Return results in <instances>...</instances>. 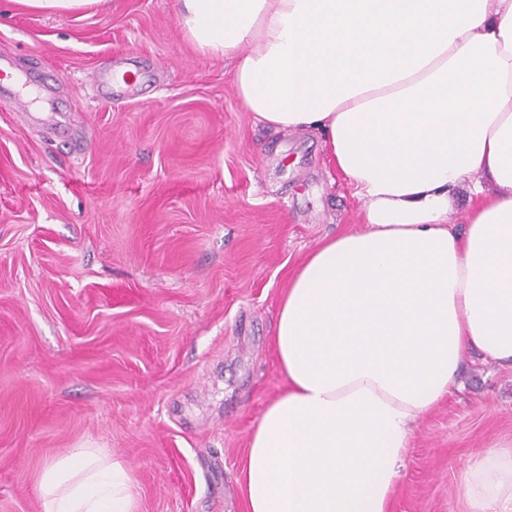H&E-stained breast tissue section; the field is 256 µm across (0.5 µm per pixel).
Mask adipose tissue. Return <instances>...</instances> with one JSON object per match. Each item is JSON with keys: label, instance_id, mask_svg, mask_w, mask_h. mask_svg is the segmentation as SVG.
<instances>
[{"label": "adipose tissue", "instance_id": "ef3b65f1", "mask_svg": "<svg viewBox=\"0 0 512 512\" xmlns=\"http://www.w3.org/2000/svg\"><path fill=\"white\" fill-rule=\"evenodd\" d=\"M247 111L321 133L365 228L292 274L272 337L284 391L253 429L246 512H388L413 424L463 351L512 364V0H178ZM473 203L464 236L452 199ZM42 512H135L96 448L49 461ZM473 512H512V448L470 466Z\"/></svg>", "mask_w": 512, "mask_h": 512}]
</instances>
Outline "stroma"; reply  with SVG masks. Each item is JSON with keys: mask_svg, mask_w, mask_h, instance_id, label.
<instances>
[{"mask_svg": "<svg viewBox=\"0 0 512 512\" xmlns=\"http://www.w3.org/2000/svg\"><path fill=\"white\" fill-rule=\"evenodd\" d=\"M46 15L0 0V512L100 448L137 512H245L248 439L285 380L288 277L362 204L320 136L268 128L177 0ZM127 69L105 94L90 74ZM32 94L12 108L18 87ZM416 423L389 512H471L470 464L512 443V366L474 352Z\"/></svg>", "mask_w": 512, "mask_h": 512, "instance_id": "obj_1", "label": "stroma"}]
</instances>
